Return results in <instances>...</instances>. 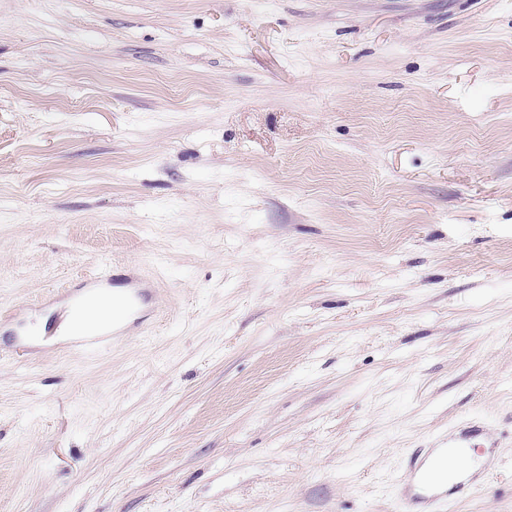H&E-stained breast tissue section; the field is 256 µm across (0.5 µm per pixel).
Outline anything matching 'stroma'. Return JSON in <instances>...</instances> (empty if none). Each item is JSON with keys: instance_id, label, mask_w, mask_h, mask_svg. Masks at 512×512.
Instances as JSON below:
<instances>
[{"instance_id": "1", "label": "stroma", "mask_w": 512, "mask_h": 512, "mask_svg": "<svg viewBox=\"0 0 512 512\" xmlns=\"http://www.w3.org/2000/svg\"><path fill=\"white\" fill-rule=\"evenodd\" d=\"M475 423L512 512V0H0V512H395ZM85 287L91 290L86 298L81 303V315L84 317L90 316L94 309H99L100 302L98 298L102 297L106 291L104 288L110 283V278L107 274L96 273L90 277H85ZM119 284L125 285L126 288H114V286ZM112 286V299H108V305L112 313L102 311L103 316L97 320L88 322V326L98 327L105 325V318L108 314H111L113 332L114 328H118L124 324V319L127 316H130L138 310L141 291L136 282L125 279L120 283L112 278Z\"/></svg>"}]
</instances>
